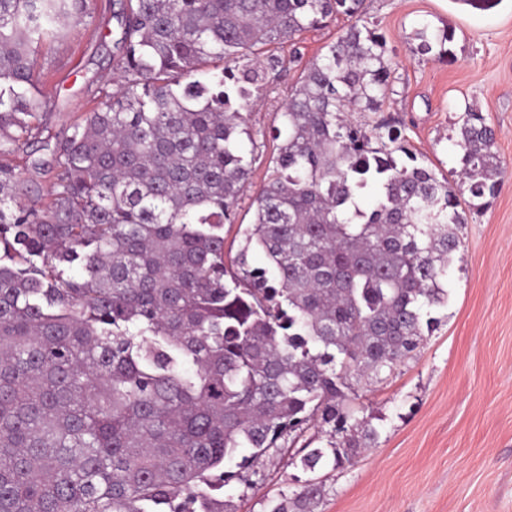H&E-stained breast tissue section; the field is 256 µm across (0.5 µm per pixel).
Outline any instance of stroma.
Returning <instances> with one entry per match:
<instances>
[{
    "label": "stroma",
    "instance_id": "1",
    "mask_svg": "<svg viewBox=\"0 0 512 512\" xmlns=\"http://www.w3.org/2000/svg\"><path fill=\"white\" fill-rule=\"evenodd\" d=\"M368 20L385 38L396 90L385 116L400 122L419 165L437 175L460 166V118L481 112L497 133L504 170L488 206L462 193L466 222L459 256L448 267L445 307L417 352L381 382L359 390V416L376 428L373 448L352 464L308 473L289 465L288 452L270 449L225 489L238 512H265L269 498L291 494L308 479L324 489L317 512H512V0L477 8L463 0H365ZM448 26L452 62L417 54L413 32ZM112 25V0H94L93 17L66 38L46 44L36 61L52 107L49 133L89 110L96 88L114 76V49L103 33ZM347 21L305 32L301 59L289 48L269 75L258 107L247 117L257 149L234 223L225 225V250L236 253L251 202L265 182L283 129L280 112L306 61L337 40Z\"/></svg>",
    "mask_w": 512,
    "mask_h": 512
}]
</instances>
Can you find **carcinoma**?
Returning a JSON list of instances; mask_svg holds the SVG:
<instances>
[{
  "mask_svg": "<svg viewBox=\"0 0 512 512\" xmlns=\"http://www.w3.org/2000/svg\"><path fill=\"white\" fill-rule=\"evenodd\" d=\"M113 2L123 81L52 137L33 57L93 0H0V512H237L224 466L241 449L240 469L315 417L336 440L299 450L304 471L377 442L351 396L432 331L466 218L394 120L345 119L394 94L364 0ZM340 15L347 30L281 113L287 136L227 265L247 116L281 64L270 47L299 58L300 36ZM415 39L446 60L454 31ZM494 144L465 111L457 174L473 199L498 192ZM24 150L50 177L43 201H22L39 192L15 164ZM322 497L308 481L266 512Z\"/></svg>",
  "mask_w": 512,
  "mask_h": 512,
  "instance_id": "carcinoma-1",
  "label": "carcinoma"
}]
</instances>
